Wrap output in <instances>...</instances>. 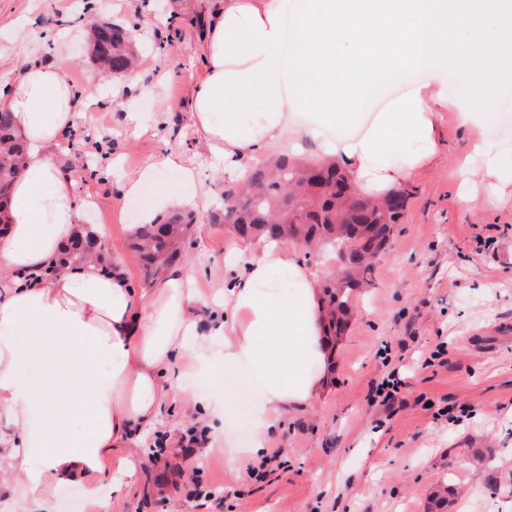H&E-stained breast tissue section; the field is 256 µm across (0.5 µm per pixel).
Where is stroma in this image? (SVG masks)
I'll list each match as a JSON object with an SVG mask.
<instances>
[{"label": "stroma", "instance_id": "1", "mask_svg": "<svg viewBox=\"0 0 512 512\" xmlns=\"http://www.w3.org/2000/svg\"><path fill=\"white\" fill-rule=\"evenodd\" d=\"M84 7V0H0V95L26 63L67 69L84 110L52 160L64 172L77 158L88 160L74 180L80 222L96 227L135 282L127 237L150 197H126L122 184L163 154H183L206 189L182 269L198 282L196 314L209 332L212 299L240 273L232 257L247 247L229 225L211 221L230 182L199 141L190 112L217 0H94L92 12ZM89 16L129 29L140 56L136 84L99 74L86 36L70 29ZM172 40L181 47L175 56L167 51ZM430 79L448 88L437 154L405 181L412 193L405 216L358 297L321 393L269 434L274 458L260 478L241 480L243 467L226 448L249 444L252 424L242 415L257 407V397L240 396L222 436H214L184 400L206 382L179 362L172 375L178 395L159 423L116 451L134 457L139 478L111 493L109 512H425L440 485L455 490L451 512H512V185L488 177L475 149L482 143L512 154V89L487 105L479 127L460 123L454 105L469 87L446 71L404 72L386 99ZM136 119L147 128L139 136ZM440 343L445 364L423 367ZM395 368L406 385L388 412L370 395ZM473 448L492 449L491 461L473 466Z\"/></svg>", "mask_w": 512, "mask_h": 512}]
</instances>
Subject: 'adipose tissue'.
I'll use <instances>...</instances> for the list:
<instances>
[{
	"instance_id": "1",
	"label": "adipose tissue",
	"mask_w": 512,
	"mask_h": 512,
	"mask_svg": "<svg viewBox=\"0 0 512 512\" xmlns=\"http://www.w3.org/2000/svg\"><path fill=\"white\" fill-rule=\"evenodd\" d=\"M201 55L192 119L224 172L242 174L246 156L307 139L323 160L346 165L359 193L382 197L435 156L431 105L443 93L415 87L381 112L353 104L387 72L451 64L471 85L462 119L478 120L500 92L490 73L512 66V0H220ZM0 109L26 145L0 232V415L15 428L0 471L18 475L17 504H45L58 485L78 483L98 506L104 485L135 484L137 467L113 464L112 451L157 421L179 357L209 377L211 394L189 402L211 415L213 433L241 392L259 391L253 441L235 457L261 458L281 419L322 388L329 348L312 271L285 243H263L224 289V319L206 335L184 272L149 291L96 259L46 275L79 229L73 182L51 152L83 102L64 67L34 62ZM161 167L197 185L177 152L137 170L124 193L151 191L153 214L184 202L158 182Z\"/></svg>"
}]
</instances>
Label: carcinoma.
<instances>
[{
    "instance_id": "carcinoma-1",
    "label": "carcinoma",
    "mask_w": 512,
    "mask_h": 512,
    "mask_svg": "<svg viewBox=\"0 0 512 512\" xmlns=\"http://www.w3.org/2000/svg\"><path fill=\"white\" fill-rule=\"evenodd\" d=\"M90 30L91 57L102 71L122 76L130 70L136 52L128 30L109 22L92 24ZM24 152V141L14 131L9 113L0 111V221L5 219L4 203L20 174ZM409 197V191L397 190L379 201L369 199L355 190L346 171L334 163L309 164L281 156L247 168L243 185L224 192L222 207L212 214V220L231 225L234 235L244 242L291 239L338 254L342 241L349 239L345 270L322 292L329 334L335 343L346 328L358 290L371 275L373 253L390 245ZM196 221L190 211H172L132 228L130 246L138 257L143 284L161 279L182 261L190 243L182 239L184 229H192ZM94 239L93 230L82 231L64 262H83Z\"/></svg>"
}]
</instances>
